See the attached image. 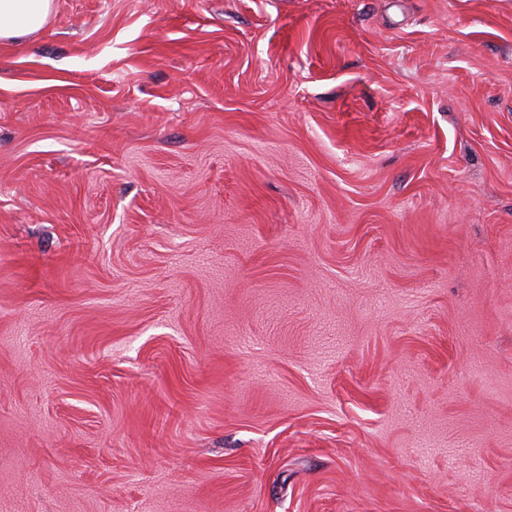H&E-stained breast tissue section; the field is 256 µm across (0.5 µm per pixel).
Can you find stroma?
Wrapping results in <instances>:
<instances>
[{"mask_svg":"<svg viewBox=\"0 0 512 512\" xmlns=\"http://www.w3.org/2000/svg\"><path fill=\"white\" fill-rule=\"evenodd\" d=\"M0 512H512V0L0 41Z\"/></svg>","mask_w":512,"mask_h":512,"instance_id":"1","label":"stroma"}]
</instances>
